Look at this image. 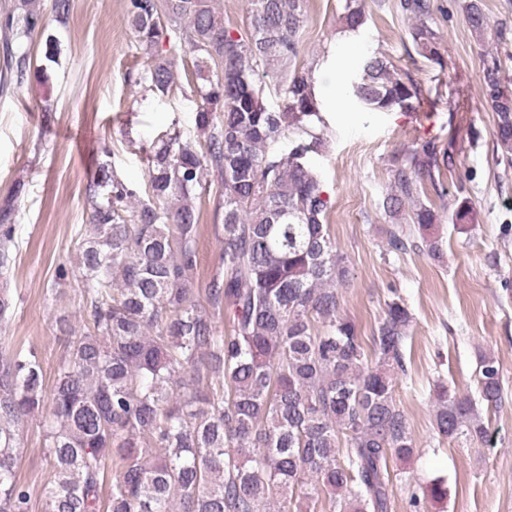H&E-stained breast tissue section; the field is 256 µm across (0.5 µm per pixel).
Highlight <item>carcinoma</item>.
Segmentation results:
<instances>
[{
    "label": "carcinoma",
    "mask_w": 512,
    "mask_h": 512,
    "mask_svg": "<svg viewBox=\"0 0 512 512\" xmlns=\"http://www.w3.org/2000/svg\"><path fill=\"white\" fill-rule=\"evenodd\" d=\"M308 0H247L238 34L211 0H129L135 41L149 59L139 82L167 93L173 61L195 54L190 88L201 98L204 149L177 134L147 150L146 197L105 165L88 188L89 224L79 245L82 324L56 318L67 336L51 390L34 347L0 348V512H30L17 474L24 421L50 398L41 425L53 480L43 512H391L389 461L412 456L415 440L395 399L406 374L412 314L400 296L386 302L371 336L341 314L338 288L349 275L326 216L330 207L310 158L322 153L312 74L288 65L299 53ZM415 20L418 52L440 61L430 0H399ZM469 29L495 28L482 0H466ZM365 15L345 0V30ZM40 26L35 0L6 20L17 83L26 56L13 51ZM165 53H159L163 45ZM283 96L277 110L267 87ZM370 111L411 108L422 90L381 54L351 81ZM483 95L495 115L501 157L512 162V92L501 64H484ZM222 114L220 120L215 113ZM288 141V152L273 147ZM222 191L219 272L197 276L195 189L207 171ZM434 144L392 158L380 208L389 248L443 259L425 235L438 223L425 183L446 190ZM16 225L0 210V277L14 263ZM17 302L0 289V321ZM479 399L436 390L442 437L488 441L482 407L502 403L497 359L478 357Z\"/></svg>",
    "instance_id": "obj_1"
}]
</instances>
